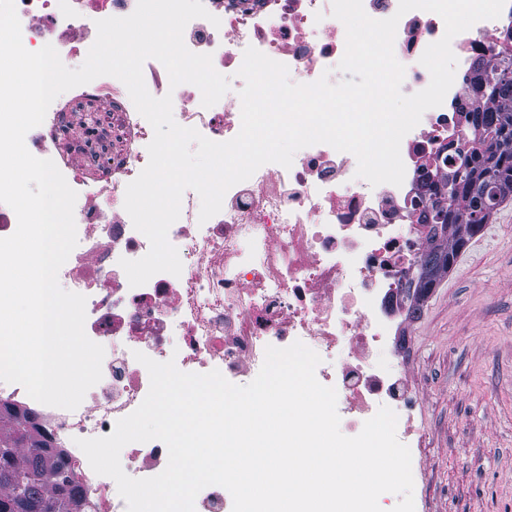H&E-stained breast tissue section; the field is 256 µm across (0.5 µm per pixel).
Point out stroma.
Listing matches in <instances>:
<instances>
[{
	"label": "stroma",
	"mask_w": 512,
	"mask_h": 512,
	"mask_svg": "<svg viewBox=\"0 0 512 512\" xmlns=\"http://www.w3.org/2000/svg\"><path fill=\"white\" fill-rule=\"evenodd\" d=\"M432 512H512V199L409 322Z\"/></svg>",
	"instance_id": "35a3bbf8"
}]
</instances>
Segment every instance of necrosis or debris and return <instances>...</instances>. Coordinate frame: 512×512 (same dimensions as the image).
<instances>
[{"mask_svg":"<svg viewBox=\"0 0 512 512\" xmlns=\"http://www.w3.org/2000/svg\"><path fill=\"white\" fill-rule=\"evenodd\" d=\"M208 18L191 20L184 42L211 54L215 69L236 76L247 47L283 63L294 83H312L336 71L346 31L332 15V0H203ZM137 0H15L22 42L30 51L55 45L61 60L86 56V33L98 20L125 17ZM394 47L405 67L401 86L411 95L430 83L420 58L445 32L436 13L400 16ZM512 26V0L501 15L476 22L455 36L457 58L448 103L427 110L401 141L402 185L371 186L358 178L357 159L327 144L296 152L291 167L268 163L231 187L220 213L200 221V197L186 190L181 215L168 231L183 268L180 276L154 275L130 287L120 258L138 259L150 248L124 208L125 191L149 161L154 130L137 111L125 85L112 76L60 94L25 144L35 157L52 158L68 185L86 202L75 209L78 244L59 273L69 291L86 297L85 332L102 345V378L90 402L72 411L41 404L15 383L0 382V404L28 414L68 459L86 503L84 512H127L115 481L96 474L77 446L80 438L110 435L116 422L142 403L150 387L135 352L174 361L184 372L219 370L230 382L261 368L267 346L302 342L321 358L318 381L337 391L340 428L357 435L380 407L398 417L397 437L412 454L428 434L416 424L421 405L407 375L400 320L412 302L405 285L415 275L429 231L420 222V183L427 166L457 139L455 103L483 99L471 83L478 64L499 51ZM149 93L171 96L175 121L215 142L238 132L232 121L241 99L206 108L200 90L171 86L165 66L143 64ZM108 110L112 127L56 151L61 121L75 102ZM125 473H161L168 450L158 440L131 443L120 453Z\"/></svg>","mask_w":512,"mask_h":512,"instance_id":"obj_1","label":"necrosis or debris"}]
</instances>
